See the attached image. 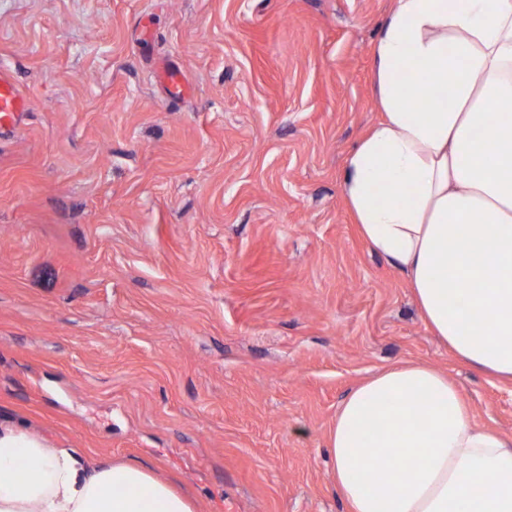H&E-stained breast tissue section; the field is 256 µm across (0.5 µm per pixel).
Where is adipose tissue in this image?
Listing matches in <instances>:
<instances>
[{"label":"adipose tissue","instance_id":"ef3b65f1","mask_svg":"<svg viewBox=\"0 0 512 512\" xmlns=\"http://www.w3.org/2000/svg\"><path fill=\"white\" fill-rule=\"evenodd\" d=\"M376 45L384 120L352 153L346 201L437 336L512 381V0H393ZM352 512H512V439L457 385L406 363L351 391L328 434ZM0 512H196L144 465L88 464L0 423Z\"/></svg>","mask_w":512,"mask_h":512}]
</instances>
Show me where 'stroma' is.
I'll use <instances>...</instances> for the list:
<instances>
[{
	"mask_svg": "<svg viewBox=\"0 0 512 512\" xmlns=\"http://www.w3.org/2000/svg\"><path fill=\"white\" fill-rule=\"evenodd\" d=\"M393 0H0V421L197 512H350L328 432L406 361L512 437V382L427 329L342 188ZM188 94L171 99L159 64ZM29 97L19 88L13 77L0 70V129L12 125L15 114L30 111Z\"/></svg>",
	"mask_w": 512,
	"mask_h": 512,
	"instance_id": "obj_1",
	"label": "stroma"
}]
</instances>
